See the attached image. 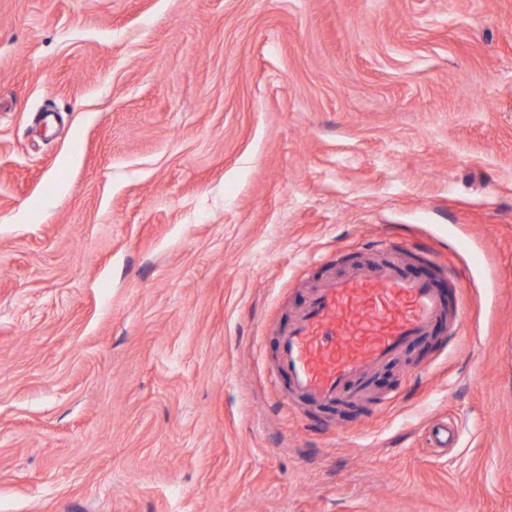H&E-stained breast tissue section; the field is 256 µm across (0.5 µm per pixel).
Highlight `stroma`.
<instances>
[{
	"instance_id": "1",
	"label": "stroma",
	"mask_w": 512,
	"mask_h": 512,
	"mask_svg": "<svg viewBox=\"0 0 512 512\" xmlns=\"http://www.w3.org/2000/svg\"><path fill=\"white\" fill-rule=\"evenodd\" d=\"M370 255L466 335L287 397ZM0 512H512V0H0Z\"/></svg>"
}]
</instances>
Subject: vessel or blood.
<instances>
[{"mask_svg":"<svg viewBox=\"0 0 512 512\" xmlns=\"http://www.w3.org/2000/svg\"><path fill=\"white\" fill-rule=\"evenodd\" d=\"M448 320L459 331L465 315L449 314L432 280L392 260L360 264L315 288L280 331L276 373L314 404L355 401L373 372Z\"/></svg>","mask_w":512,"mask_h":512,"instance_id":"1","label":"vessel or blood"}]
</instances>
